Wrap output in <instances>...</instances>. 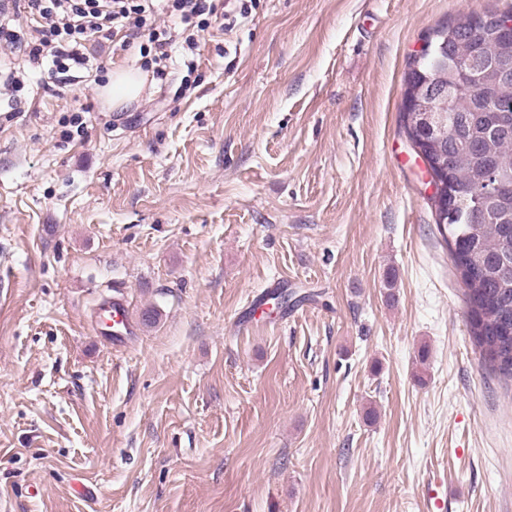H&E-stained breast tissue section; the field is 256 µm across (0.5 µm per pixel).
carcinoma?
<instances>
[{"label": "carcinoma", "mask_w": 512, "mask_h": 512, "mask_svg": "<svg viewBox=\"0 0 512 512\" xmlns=\"http://www.w3.org/2000/svg\"><path fill=\"white\" fill-rule=\"evenodd\" d=\"M477 17L463 12L432 29L429 48L409 62L406 78L408 91L429 78L459 87L444 142L453 156L445 187L453 191L481 185L491 171L512 183V82L500 83L497 69L500 63L512 66V40L502 38L495 14ZM475 53L494 61L484 82L496 87L505 110L498 122L463 84L461 68ZM471 205L467 198L454 200L440 228L465 287L471 342L484 366L512 381V194L486 197L481 223L473 222Z\"/></svg>", "instance_id": "obj_1"}]
</instances>
